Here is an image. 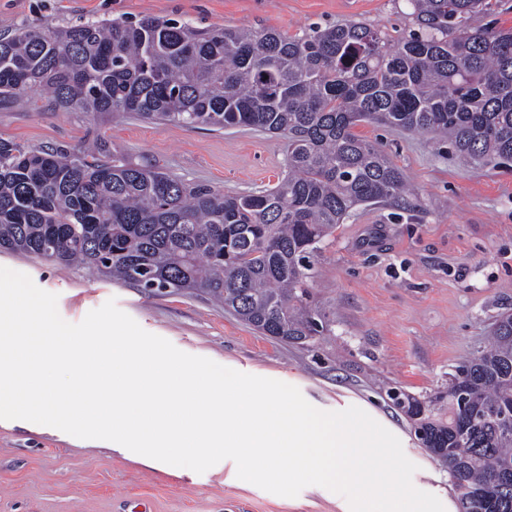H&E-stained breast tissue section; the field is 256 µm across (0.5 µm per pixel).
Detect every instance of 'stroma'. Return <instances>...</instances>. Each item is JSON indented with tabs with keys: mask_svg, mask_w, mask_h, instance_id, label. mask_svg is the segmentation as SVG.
Here are the masks:
<instances>
[{
	"mask_svg": "<svg viewBox=\"0 0 512 512\" xmlns=\"http://www.w3.org/2000/svg\"><path fill=\"white\" fill-rule=\"evenodd\" d=\"M408 0H0V33L32 23L174 18L197 27H271L300 34L347 20L393 36L412 27ZM1 108L0 137L33 148L76 150L98 140L142 164L229 193L274 187L286 171L284 139L246 127L154 125L134 116ZM358 131L402 170L405 204L356 207L314 253L313 306L327 324L303 344L266 336L207 294L148 296L86 270L0 251V266L57 294L67 322L115 300L147 332L179 350L298 387L324 411L371 406L399 430L417 464L412 482L440 501L456 499L448 473L419 443L387 395H443L448 376L484 349L495 320L512 313V163L457 156L434 136L369 124ZM219 463L204 473L149 466L103 445L0 420V512H340L343 496L309 486L294 498L230 481Z\"/></svg>",
	"mask_w": 512,
	"mask_h": 512,
	"instance_id": "1",
	"label": "stroma"
}]
</instances>
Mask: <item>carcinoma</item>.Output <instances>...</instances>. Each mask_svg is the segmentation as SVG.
<instances>
[{
    "label": "carcinoma",
    "mask_w": 512,
    "mask_h": 512,
    "mask_svg": "<svg viewBox=\"0 0 512 512\" xmlns=\"http://www.w3.org/2000/svg\"><path fill=\"white\" fill-rule=\"evenodd\" d=\"M392 39L354 21L288 35L143 16L0 37V105L135 115L155 124L249 127L286 140L271 189L226 194L99 144L74 153L0 137V249L78 264L142 293L198 290L264 335L305 343L316 245L357 206L406 191L363 124L437 135L456 154L512 161V27L492 0H409ZM433 449L460 512H512V314L448 379V401L387 392Z\"/></svg>",
    "instance_id": "carcinoma-1"
}]
</instances>
